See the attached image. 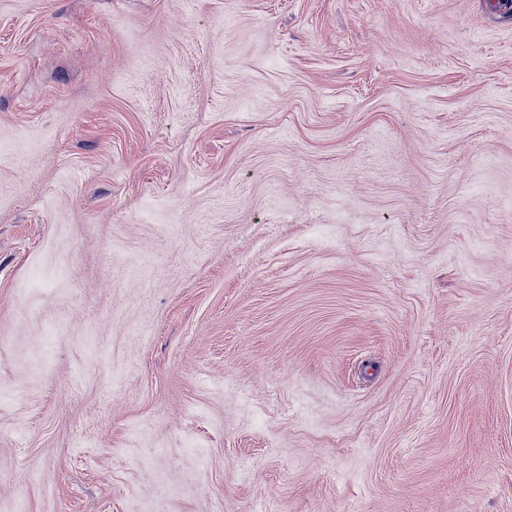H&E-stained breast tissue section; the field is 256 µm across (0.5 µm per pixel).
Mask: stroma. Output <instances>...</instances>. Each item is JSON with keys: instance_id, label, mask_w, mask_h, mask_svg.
<instances>
[{"instance_id": "35a3bbf8", "label": "stroma", "mask_w": 512, "mask_h": 512, "mask_svg": "<svg viewBox=\"0 0 512 512\" xmlns=\"http://www.w3.org/2000/svg\"><path fill=\"white\" fill-rule=\"evenodd\" d=\"M0 512H512V17L0 0Z\"/></svg>"}]
</instances>
